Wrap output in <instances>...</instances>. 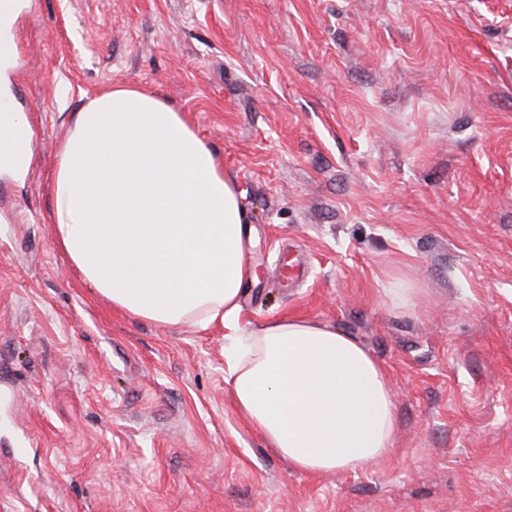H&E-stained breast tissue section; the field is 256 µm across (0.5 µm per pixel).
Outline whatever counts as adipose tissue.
Listing matches in <instances>:
<instances>
[{
    "label": "adipose tissue",
    "mask_w": 512,
    "mask_h": 512,
    "mask_svg": "<svg viewBox=\"0 0 512 512\" xmlns=\"http://www.w3.org/2000/svg\"><path fill=\"white\" fill-rule=\"evenodd\" d=\"M53 237L113 306L159 326L227 331L237 411L294 469L354 472L396 430L382 366L336 328L295 317L242 327L253 269L237 190L184 113L116 88L77 113L56 157Z\"/></svg>",
    "instance_id": "obj_1"
}]
</instances>
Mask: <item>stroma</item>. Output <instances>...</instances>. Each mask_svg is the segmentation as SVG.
<instances>
[{
  "label": "stroma",
  "mask_w": 512,
  "mask_h": 512,
  "mask_svg": "<svg viewBox=\"0 0 512 512\" xmlns=\"http://www.w3.org/2000/svg\"><path fill=\"white\" fill-rule=\"evenodd\" d=\"M0 114V512H512V0H21ZM223 160L256 277L382 365L378 464L312 475L234 409L224 330L130 317L55 244L54 161L115 86ZM302 255L294 283L279 268ZM26 125L23 113H9L0 120V163L15 167L14 171H22L25 166L26 155L17 150L16 142Z\"/></svg>",
  "instance_id": "1"
}]
</instances>
